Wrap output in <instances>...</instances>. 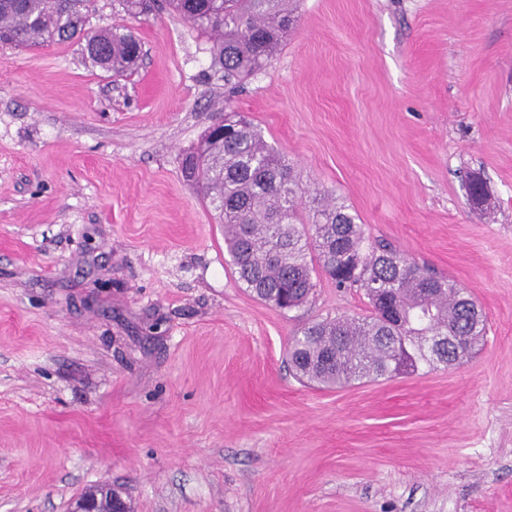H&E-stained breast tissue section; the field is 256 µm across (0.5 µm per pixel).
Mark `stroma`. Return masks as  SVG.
Returning a JSON list of instances; mask_svg holds the SVG:
<instances>
[{"label": "stroma", "mask_w": 512, "mask_h": 512, "mask_svg": "<svg viewBox=\"0 0 512 512\" xmlns=\"http://www.w3.org/2000/svg\"><path fill=\"white\" fill-rule=\"evenodd\" d=\"M281 51L227 94L180 15L129 28L112 76L76 41L0 44V512H512V0H299ZM345 202L370 242L467 289L458 365L297 381L310 320L368 314L319 277L284 313L237 283L181 160L225 112ZM479 176L488 200L473 206ZM105 488V489H104ZM107 485H101L95 491L85 493L78 497L70 512H128L126 503L113 495L120 496L118 492L110 488L108 491L113 495L106 497ZM102 490L104 496H102Z\"/></svg>", "instance_id": "stroma-1"}]
</instances>
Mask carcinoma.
Segmentation results:
<instances>
[{
    "instance_id": "cac0c4a2",
    "label": "carcinoma",
    "mask_w": 512,
    "mask_h": 512,
    "mask_svg": "<svg viewBox=\"0 0 512 512\" xmlns=\"http://www.w3.org/2000/svg\"><path fill=\"white\" fill-rule=\"evenodd\" d=\"M132 17L147 16L157 0H120ZM200 32L215 35L213 65L238 88L282 46L296 17L294 0H166ZM95 0H0V43L31 45L83 37L91 63L107 74L133 71L139 41L121 29L90 33ZM182 171L201 188L224 225V245L237 282L282 311L307 302L316 278L358 288L372 311L358 318L307 323L288 343L296 375L320 388L364 377L389 378L422 368L455 365L483 342L487 321L455 281L429 272L404 255L364 248V225L326 193L300 212L297 175L251 124L232 115L210 128L185 155ZM450 336L438 348L427 338Z\"/></svg>"
}]
</instances>
